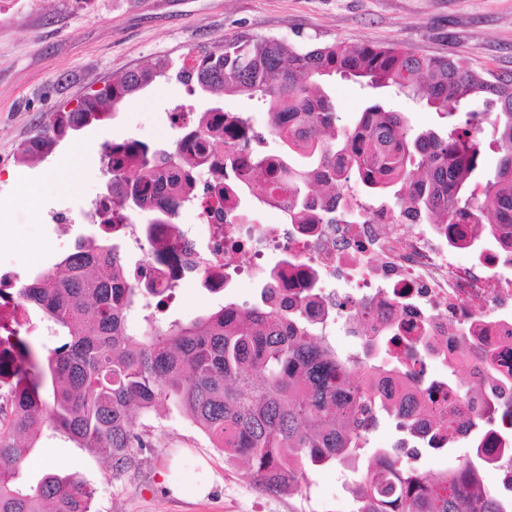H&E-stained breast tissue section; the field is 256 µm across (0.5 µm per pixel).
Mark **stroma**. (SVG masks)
<instances>
[{
    "instance_id": "1",
    "label": "stroma",
    "mask_w": 512,
    "mask_h": 512,
    "mask_svg": "<svg viewBox=\"0 0 512 512\" xmlns=\"http://www.w3.org/2000/svg\"><path fill=\"white\" fill-rule=\"evenodd\" d=\"M284 38L319 42H399L424 56H453L486 76L512 75V0H0V265L17 283L55 269L80 227L76 216L102 191L101 155L125 139L161 146L171 135L170 114L179 105L206 110L205 97L174 79H159L109 120L63 141L45 161L17 159L23 142L58 106L82 99L113 75L158 58L180 65L201 47L225 40ZM328 93L344 124H354L371 97L402 113L413 130L447 131L448 122L392 90L374 91L347 80ZM78 164L64 167L70 152ZM26 177L28 191L15 176ZM38 203H31V196ZM259 290L243 283L239 294L216 299L181 285L169 310L188 321L221 301L244 307ZM150 443L134 465L113 478L112 468L68 439L44 436L21 469L36 485L49 472L73 475L95 491L93 512H349L344 487L350 470L311 473L299 493L261 491L244 466L225 461L201 430L178 411L137 417ZM208 486L205 497L197 490Z\"/></svg>"
}]
</instances>
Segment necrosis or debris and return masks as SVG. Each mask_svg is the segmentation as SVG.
<instances>
[{
	"label": "necrosis or debris",
	"mask_w": 512,
	"mask_h": 512,
	"mask_svg": "<svg viewBox=\"0 0 512 512\" xmlns=\"http://www.w3.org/2000/svg\"><path fill=\"white\" fill-rule=\"evenodd\" d=\"M350 197L356 223L231 224L228 216L241 205L232 194L220 209L203 213V236L192 224L133 219L95 230L124 246V260L142 252V271L129 273L126 285L163 308L187 282L217 297L245 279L264 282L275 303L302 306L320 336L340 328L368 341L390 331L395 352L428 340L434 361L456 363L469 381L484 383L490 366L512 374V276L498 273V242L480 243L472 224L455 236L447 225L412 223L358 191ZM459 251L473 252L471 265L456 263ZM14 288L11 271L1 272L0 330L33 323ZM375 382L390 402L411 398L425 409L465 417L466 404L444 389H417L387 374ZM483 441L492 450L490 470L512 473V404L500 409Z\"/></svg>",
	"instance_id": "necrosis-or-debris-1"
}]
</instances>
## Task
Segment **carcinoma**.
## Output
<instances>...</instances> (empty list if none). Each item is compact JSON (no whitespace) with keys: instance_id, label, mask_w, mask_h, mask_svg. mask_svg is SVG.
<instances>
[{"instance_id":"1","label":"carcinoma","mask_w":512,"mask_h":512,"mask_svg":"<svg viewBox=\"0 0 512 512\" xmlns=\"http://www.w3.org/2000/svg\"><path fill=\"white\" fill-rule=\"evenodd\" d=\"M170 67L158 59L127 70L84 96L76 111L60 109L22 144L19 161L48 158L76 130L109 119ZM372 88L394 87L421 98L449 120L447 134L411 132L399 112L372 102L352 126L340 124L323 89L332 78ZM175 78L211 97H257L267 121L226 154L223 118L203 112L195 136L198 155L180 144L153 148L126 139L104 146L112 167V195L99 203L96 224H122L140 211L158 224H175L190 203H220L232 181L224 169L245 163L243 190L262 200L284 191L292 203L288 223L305 224L315 203L349 207L353 183L376 199L394 198L398 213L426 224H481L496 237L512 227V78L487 79L462 59L427 57L398 43L332 42L298 46L276 37L224 41L221 50L187 55ZM480 100L482 112H459L462 101ZM493 129L500 157L492 178L475 179L478 133ZM280 144L278 160L256 149L267 138ZM211 154L215 178L198 186L189 177ZM118 246L112 241L77 245L56 269L20 285L27 308L55 327L61 344L47 351L19 334L4 348L13 366L12 411L0 421V512H92L94 490L71 475L48 473L29 488L19 470L45 431L59 433L106 460L120 474L148 447L131 413L175 407L224 453L242 460L269 491L293 493L309 486L308 473L325 466L353 467L352 512H512V493L488 489L478 473L484 432L497 408L512 400V384L490 374L471 406L473 459L464 467L424 475L415 467L384 473L376 464L398 453L440 452L455 420L436 418L431 435L414 430L423 407L392 408L370 376L383 371L411 384L424 378L423 348L408 361L393 358L381 341L362 356H342L306 322L302 309L271 302V289L248 311L222 304L184 322L162 315L134 317L138 290L127 288ZM405 433L390 448H377L363 470L358 462L380 415Z\"/></svg>"}]
</instances>
